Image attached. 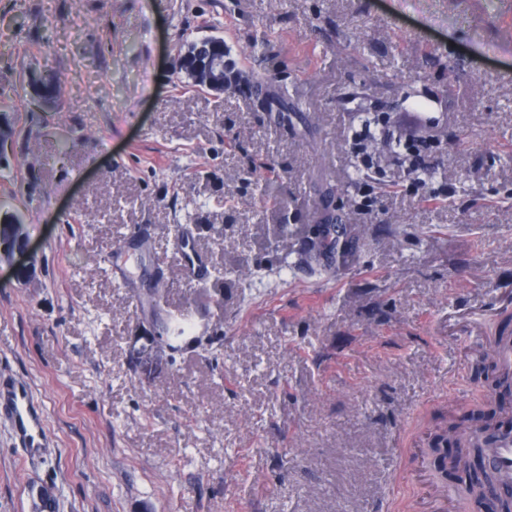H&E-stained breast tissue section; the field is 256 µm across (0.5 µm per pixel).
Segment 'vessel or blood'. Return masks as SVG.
<instances>
[{
    "label": "vessel or blood",
    "mask_w": 512,
    "mask_h": 512,
    "mask_svg": "<svg viewBox=\"0 0 512 512\" xmlns=\"http://www.w3.org/2000/svg\"><path fill=\"white\" fill-rule=\"evenodd\" d=\"M0 420L15 432L17 444L29 460L41 458L43 448L51 444L42 404L26 384L6 374H0ZM484 454L494 485L512 488V434H496Z\"/></svg>",
    "instance_id": "b4317fda"
}]
</instances>
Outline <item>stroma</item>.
I'll return each instance as SVG.
<instances>
[{"instance_id":"obj_1","label":"stroma","mask_w":512,"mask_h":512,"mask_svg":"<svg viewBox=\"0 0 512 512\" xmlns=\"http://www.w3.org/2000/svg\"><path fill=\"white\" fill-rule=\"evenodd\" d=\"M211 35L243 74L218 97L177 69ZM412 108L452 194L390 156L353 175L364 113ZM0 112L30 243L0 264V373L54 441L30 463L0 423V512H462L427 448L512 319V0H0ZM329 212L352 245L309 261Z\"/></svg>"}]
</instances>
